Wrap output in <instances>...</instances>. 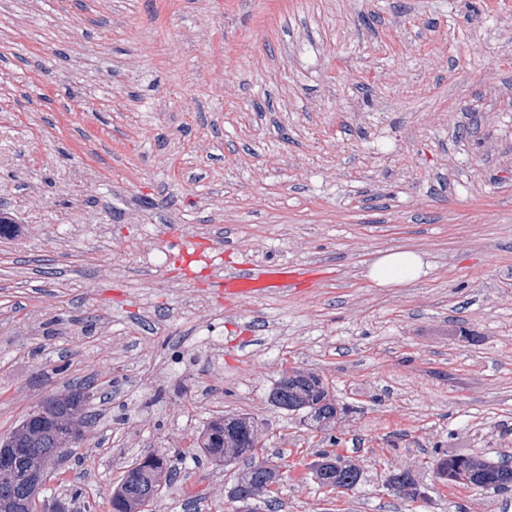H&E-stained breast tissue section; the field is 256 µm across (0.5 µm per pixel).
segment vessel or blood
Instances as JSON below:
<instances>
[{
  "mask_svg": "<svg viewBox=\"0 0 512 512\" xmlns=\"http://www.w3.org/2000/svg\"><path fill=\"white\" fill-rule=\"evenodd\" d=\"M166 234L176 257L189 258L195 248L194 238L184 236L177 225H168ZM309 273L303 268L283 264L245 265L232 275L217 281L219 291L233 299H248L265 295L277 288H284L302 279Z\"/></svg>",
  "mask_w": 512,
  "mask_h": 512,
  "instance_id": "1",
  "label": "vessel or blood"
}]
</instances>
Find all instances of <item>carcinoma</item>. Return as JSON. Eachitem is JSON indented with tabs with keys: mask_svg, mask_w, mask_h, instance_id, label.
I'll return each mask as SVG.
<instances>
[{
	"mask_svg": "<svg viewBox=\"0 0 512 512\" xmlns=\"http://www.w3.org/2000/svg\"><path fill=\"white\" fill-rule=\"evenodd\" d=\"M291 372L289 378L282 377L274 384L268 401L275 407L288 406L303 411L315 428L332 430L339 407L330 397L321 375L304 368H293ZM85 388L86 385L77 384L58 397L46 399L40 408L26 416L7 436V447L15 449L22 470H27L34 458L54 457L56 449L64 447L72 426L86 427L91 415L87 407L79 403L80 392ZM257 436L258 428L253 418L222 417L211 420L197 440L202 456L211 462L226 466L241 460L246 462V468L228 491V499L239 504L243 512H257L254 502L271 492V486L278 483L275 471L257 457ZM173 459L180 461L182 456L139 453L112 492L110 512H144V507L149 505L145 495L150 490L151 481L172 477ZM336 460L341 466L331 481L320 480L319 469H314L317 485L330 490L338 486L357 485L362 477L361 469L339 455ZM436 474L450 485L512 490V465L506 461L490 462L470 455L443 456L437 459ZM389 484L401 491L417 486L410 471L390 475ZM25 498L26 486L22 474L0 476V512H15Z\"/></svg>",
	"mask_w": 512,
	"mask_h": 512,
	"instance_id": "obj_1",
	"label": "carcinoma"
}]
</instances>
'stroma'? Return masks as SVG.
I'll use <instances>...</instances> for the list:
<instances>
[{"label":"stroma","mask_w":512,"mask_h":512,"mask_svg":"<svg viewBox=\"0 0 512 512\" xmlns=\"http://www.w3.org/2000/svg\"><path fill=\"white\" fill-rule=\"evenodd\" d=\"M0 206V437L94 381L46 483L73 512L172 448L154 512H233L237 468L194 457L236 414L279 512H512L434 473L512 456V0H0ZM170 224L221 257L180 269ZM394 249L426 275L370 280ZM244 263L313 276L224 297ZM292 367L347 406L333 433L269 403ZM323 450L354 489L313 482ZM336 455V454H335ZM336 460L338 462H336ZM336 460L327 458L321 464V471L323 475H331L334 470H336V466H340L336 471V475L331 481H322L319 476L318 465L313 471L314 478L318 481L316 482L320 488H328L329 490H336V486H348L352 485L353 488L360 482L362 477V472L359 467L355 464L351 463L349 460L336 455ZM343 462V465L340 463Z\"/></svg>","instance_id":"stroma-1"}]
</instances>
